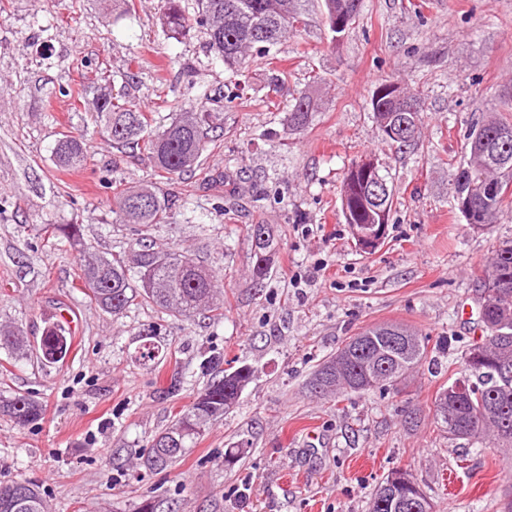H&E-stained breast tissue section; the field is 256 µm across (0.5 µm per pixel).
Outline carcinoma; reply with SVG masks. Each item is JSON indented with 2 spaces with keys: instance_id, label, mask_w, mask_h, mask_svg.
I'll use <instances>...</instances> for the list:
<instances>
[{
  "instance_id": "obj_1",
  "label": "carcinoma",
  "mask_w": 512,
  "mask_h": 512,
  "mask_svg": "<svg viewBox=\"0 0 512 512\" xmlns=\"http://www.w3.org/2000/svg\"><path fill=\"white\" fill-rule=\"evenodd\" d=\"M194 2L196 9L191 17L182 0H164L163 31L170 37L180 35L190 21H195L205 28L211 50L237 76L246 63L257 58L273 64L272 49L303 23L301 0ZM224 99L222 92H206L198 102L180 106L169 124L159 129L152 128L154 118L148 113L128 106L111 93L99 94L93 108L112 147L122 153L137 150L161 172L181 175L199 166L207 148L206 131L224 123ZM370 104L377 125H382L390 115L387 96L374 95ZM315 111L310 95L297 92L288 106V122L303 130ZM480 129L487 139L483 149L473 147L472 143ZM504 129L512 130L511 119L490 116L473 123L465 137L463 163L448 173V182L455 189L462 184L474 185L471 206L482 215L485 224L495 223L505 202V192L490 196L481 190V185L501 173L505 174L504 181H512V137L502 139L500 132ZM53 154L56 163L67 170H78L87 162L81 138L71 133L57 139ZM169 210L168 198L152 188H129L115 194V222L139 227L131 252H119L109 259L85 250L80 264L79 279L104 311L122 315L138 299L183 320L219 309L215 300L223 290V281L188 252L159 249L150 237L152 226L167 223ZM47 229L74 242L80 240L77 224H49ZM247 236L253 250V277L261 282L269 267L261 266L260 262L274 251V237L265 224L249 225ZM477 283L483 308L482 360L472 365V351L465 353V391L446 402L443 397L448 389L438 391L434 419L452 437L480 443L487 440L497 448L510 450L512 386H501L499 368L506 366L512 370V239L499 243ZM381 329L380 325L373 326L351 337L342 348V361H337L335 355L326 359L312 373L308 387L320 382L327 387L326 395L345 394L351 380L368 376L373 384L362 392H385L397 387L427 360V346L418 334L409 332V345L398 347ZM41 346L44 357L51 361L68 352L63 331L50 327L42 336ZM251 377L250 367L243 365L233 375L226 372L224 377L208 382L173 424L155 437L147 463L154 469H165L175 463L212 421L236 406ZM40 412V405L25 395L0 398V414L20 427L38 420ZM391 477L397 480L395 496H374L369 512H411L417 499L429 501L426 492L407 472L394 471ZM0 512H46V505L35 485L17 480L0 487Z\"/></svg>"
}]
</instances>
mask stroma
I'll list each match as a JSON object with an SVG mask.
<instances>
[{
    "instance_id": "stroma-1",
    "label": "stroma",
    "mask_w": 512,
    "mask_h": 512,
    "mask_svg": "<svg viewBox=\"0 0 512 512\" xmlns=\"http://www.w3.org/2000/svg\"><path fill=\"white\" fill-rule=\"evenodd\" d=\"M279 47L285 87L249 66L242 96L224 103L201 166L159 176L102 139L72 94L110 88L129 105L170 117L233 76L198 26L166 36L161 0L105 13L99 0H9L0 14V324L24 330L26 349L0 348V395L42 406L18 427L0 415V485L36 483L49 512H368L391 472H410L437 512H503L512 471L503 451L448 436L433 403L483 332L476 276L512 237V202L496 223L468 224L448 185L472 122L512 105V0H363L353 28L330 31L321 0ZM419 91V135L383 141L369 107L379 84ZM318 109L288 123L293 92ZM84 134V169H61L60 132ZM375 157L393 205L386 238L363 253L340 209L343 172ZM151 184L172 202L159 248L188 250L221 275L224 317L174 319L150 306L115 317L78 278L80 247L130 248L112 184ZM77 224L81 242L45 233ZM249 224L277 240L263 282L252 274ZM68 311L67 357L47 361L40 336ZM399 321L428 339V359L400 390L313 396L307 382L365 327ZM163 353L136 360L143 336ZM250 366L233 412L214 422L173 466L143 460L153 439L215 369ZM235 452L227 464L224 455Z\"/></svg>"
}]
</instances>
